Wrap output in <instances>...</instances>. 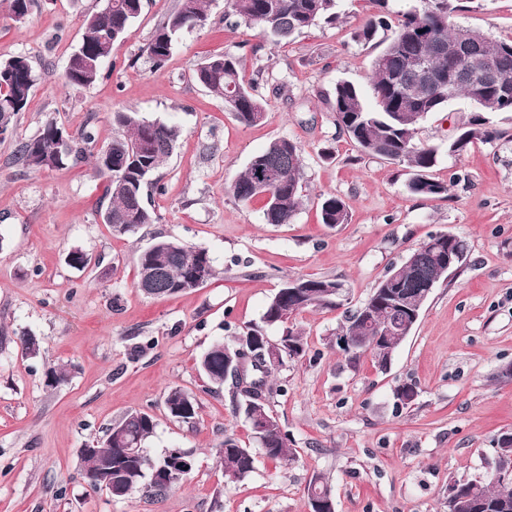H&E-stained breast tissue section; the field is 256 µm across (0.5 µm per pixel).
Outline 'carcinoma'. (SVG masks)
<instances>
[{"label":"carcinoma","mask_w":512,"mask_h":512,"mask_svg":"<svg viewBox=\"0 0 512 512\" xmlns=\"http://www.w3.org/2000/svg\"><path fill=\"white\" fill-rule=\"evenodd\" d=\"M8 17L23 23L41 8L42 0H0ZM212 0H178L174 10L154 29L143 48V54L154 70L161 69L171 55L182 31L205 25ZM470 0H423L420 7L393 10L390 0H373L376 12L355 34L359 42L376 39L383 45L372 61L371 87L373 102L367 104L357 85L340 80L334 86L330 105L336 128L359 150L371 157L407 165L410 177L408 191L419 197L443 199L448 185L436 179L439 147L417 140L420 124L431 114L441 112L457 99H471L473 86L482 82L477 72L454 82L449 91L428 89L414 70L411 61L424 59L431 70L448 73V68L465 64L469 57L480 58L496 66L500 78L512 82V40L496 41L480 30L463 27L455 15L466 9ZM228 14L257 27L274 44L291 39L320 22H336V0H227ZM142 10V0H106L104 8L84 16L81 24L82 57L64 70L65 83L86 88L95 84L104 70L113 66L112 56L128 26ZM194 79L212 96L224 102V108L245 126H253L264 118L262 100L255 93L256 80H245L241 59L229 52L211 55L194 70ZM37 74L30 58L17 55L0 62V126L6 131L16 127L20 112L26 109L34 91ZM112 122L120 133L93 154L95 168L104 180L103 198L107 200L101 217L112 223L118 233L134 231L142 224L158 221L145 200L151 177L171 155L180 136L175 125L149 121L133 111L117 110ZM62 127L53 119L45 121L39 133L20 141L14 159L22 167L40 171L60 169L86 158L87 149L96 142L92 130L85 128L71 139L68 147L61 143ZM496 130L487 118H469L457 139L448 142V152L462 154L475 140H492ZM303 158L299 145L278 137L251 156L245 169L230 186L232 196L243 203L257 197L265 199L262 220L266 224H291L302 203ZM322 223L345 224L348 212L336 196L321 204ZM465 245L448 233L429 237L410 252L405 264L390 267L368 299L347 317L342 333L358 344L356 351L369 352L385 366L399 345L417 324L416 311L426 301L427 285L448 279L445 268L448 257L463 259ZM204 272L205 280L216 273L214 261L204 248L172 239H159L137 257L136 287L148 297H170L192 290L187 278L195 269ZM342 284L329 278H295L285 281L269 298L260 322L247 327L243 336L235 337L228 347L214 341L198 361L199 371L208 381L224 385L229 378L230 355L242 341L256 345L257 351L270 345L267 329L286 324L290 316L309 307H334V289ZM282 358L294 359L305 352L303 336L291 328L280 337ZM167 414L183 423L197 416L194 395L178 388L166 394ZM235 412L245 417L266 456L272 460L287 457L291 448L277 417L272 414L259 393H238ZM156 426L154 418L131 410L112 425L106 437L89 451L80 450L82 475L87 479L104 470H112V487L93 485L120 500L145 489L154 497L165 495L188 472L167 477L176 460L188 454L178 450L164 453L155 461L142 454L125 455L128 441L143 449L144 441ZM496 462L512 461V433L497 440ZM217 455L224 472L225 485L239 482L254 468L251 450L233 437L224 439ZM318 491L315 512H335L329 484L322 475L310 480L307 490ZM447 512H512V475L504 480L493 472L487 476L456 481L448 489Z\"/></svg>","instance_id":"cac0c4a2"}]
</instances>
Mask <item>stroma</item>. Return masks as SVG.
I'll return each instance as SVG.
<instances>
[{
  "instance_id": "35a3bbf8",
  "label": "stroma",
  "mask_w": 512,
  "mask_h": 512,
  "mask_svg": "<svg viewBox=\"0 0 512 512\" xmlns=\"http://www.w3.org/2000/svg\"><path fill=\"white\" fill-rule=\"evenodd\" d=\"M176 3L143 0L112 71L88 88L67 85L64 69L83 15L103 0H48L23 24L0 11V61L28 55L38 74L13 137L0 142V512H312L306 487L318 473L335 512H446L449 484L491 472L498 436L512 431V378L500 376L512 366V112L492 114L497 138L459 155L442 145L470 117L468 101L428 117L417 138L440 146L433 174L448 196L417 197L404 164L361 154L329 110L338 80L370 89L378 49L354 35L375 12L372 0H338L336 24L277 46L213 0L206 24L183 32L156 71L141 50ZM456 21L510 41L512 0H473ZM225 51L259 82L260 124H240L193 78ZM118 109L181 130L151 192L158 222L125 234L97 212L103 180L92 160L41 172L11 161L18 141L50 118L73 135L94 127L106 144ZM278 137L300 146L305 184L293 223L283 225L262 223V200L246 204L229 192L249 158ZM329 196L344 201L347 223L322 224ZM437 233L465 242L461 270L434 288L388 367L341 350L345 312ZM161 237L207 249L215 278L178 296H144L136 258ZM77 248L91 258L80 270L68 263ZM302 276L343 290L336 306L289 320L306 352L266 383L293 452L275 461L235 412L231 384L209 383L197 361L215 338L233 344L286 280ZM26 333L37 337V355L23 349ZM50 366L68 368L70 381L48 387ZM404 384L416 390L407 405L395 395ZM173 387L196 397L193 423L167 414ZM130 410L156 421L144 443L149 458L178 449L193 459L162 499L114 500L81 477L80 448ZM228 435L255 457L232 486L216 454Z\"/></svg>"
}]
</instances>
